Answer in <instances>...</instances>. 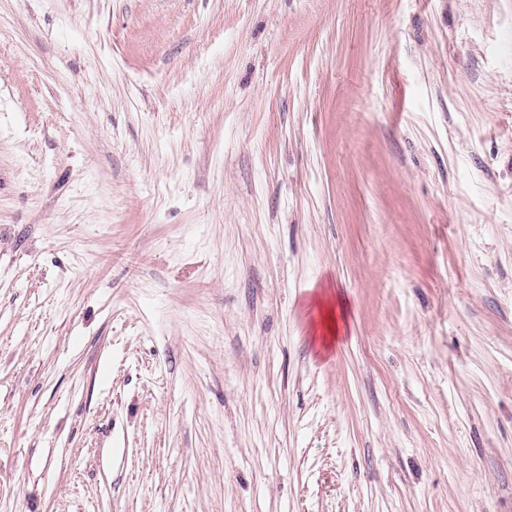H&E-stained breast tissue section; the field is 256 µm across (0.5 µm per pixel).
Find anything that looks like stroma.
Wrapping results in <instances>:
<instances>
[{"mask_svg":"<svg viewBox=\"0 0 512 512\" xmlns=\"http://www.w3.org/2000/svg\"><path fill=\"white\" fill-rule=\"evenodd\" d=\"M0 512H512V0H0ZM320 307L323 312V325L327 334V336H323L322 344L329 347L340 333L339 318L335 315L334 303L331 300L322 302Z\"/></svg>","mask_w":512,"mask_h":512,"instance_id":"obj_1","label":"stroma"}]
</instances>
